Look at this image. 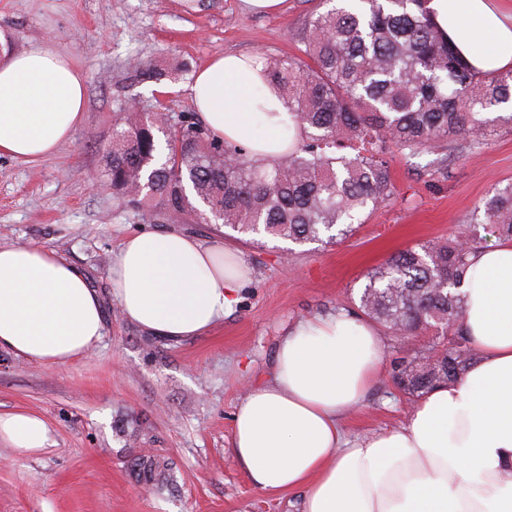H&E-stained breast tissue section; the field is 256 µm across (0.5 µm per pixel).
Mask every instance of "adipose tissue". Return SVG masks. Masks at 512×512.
Instances as JSON below:
<instances>
[{"mask_svg":"<svg viewBox=\"0 0 512 512\" xmlns=\"http://www.w3.org/2000/svg\"><path fill=\"white\" fill-rule=\"evenodd\" d=\"M434 22L478 71L512 68V12L497 0H430ZM254 57L226 54L190 88L200 121L264 163L293 144L290 120ZM86 88L70 58L44 44L9 49L0 35V155L35 164L82 124ZM249 269L233 251L177 232L125 238L109 270L124 319L164 338L209 330L238 300ZM464 327L479 357L433 390L405 425L356 442L340 420L363 404L379 370V332L346 312L300 321L283 336L270 380L233 419L232 452L252 484L302 492L300 512H512V240L477 249ZM87 273L35 246L0 245V350L48 364L82 356L104 334ZM49 441L37 413H0V444L33 454Z\"/></svg>","mask_w":512,"mask_h":512,"instance_id":"ef3b65f1","label":"adipose tissue"}]
</instances>
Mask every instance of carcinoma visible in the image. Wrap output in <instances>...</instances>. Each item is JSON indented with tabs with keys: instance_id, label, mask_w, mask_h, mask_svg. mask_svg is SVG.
<instances>
[{
	"instance_id": "1",
	"label": "carcinoma",
	"mask_w": 512,
	"mask_h": 512,
	"mask_svg": "<svg viewBox=\"0 0 512 512\" xmlns=\"http://www.w3.org/2000/svg\"><path fill=\"white\" fill-rule=\"evenodd\" d=\"M306 27L302 56L264 68L298 131L271 165L218 140L193 113L142 121L120 108L104 177L143 221L222 224L294 243L344 240L353 221L394 194L385 154L439 152L451 136L487 137L486 113L512 102V69L479 73L433 22L428 0H327ZM136 79L159 82L146 62ZM485 223L512 239V184L483 201ZM475 249L458 236L404 249L366 275L364 315L399 336L433 331L419 361L400 360L393 381L416 401L453 383L477 349L463 328L460 286Z\"/></svg>"
}]
</instances>
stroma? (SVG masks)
<instances>
[{
  "label": "stroma",
  "mask_w": 512,
  "mask_h": 512,
  "mask_svg": "<svg viewBox=\"0 0 512 512\" xmlns=\"http://www.w3.org/2000/svg\"><path fill=\"white\" fill-rule=\"evenodd\" d=\"M326 9L324 0H286L268 15L243 0H0V33L14 50L49 44L86 83L84 122L56 153L34 165L0 157V244L54 249L107 290L119 243L146 228L102 176L116 110L135 102L150 112L163 100L173 112L194 111L190 85L208 61L299 55L302 32ZM140 62L162 64L166 77L138 82ZM447 154V174L433 175L432 154L390 148L393 196L340 243L180 225L233 249L250 270L237 302L204 335L152 336L109 299L102 340L68 364L1 350L0 413H38L50 444L29 456L0 445V512H299L300 491L270 494L251 484L230 450L233 415L252 385L269 380L280 337L308 318L360 315L366 274L393 254L461 233L481 247L494 243L480 205L512 183V124L494 127L482 145L451 138ZM431 342L428 332H382L377 380L341 420L347 440L405 423L393 369ZM155 458L171 467L160 494L138 469Z\"/></svg>",
  "instance_id": "1"
}]
</instances>
